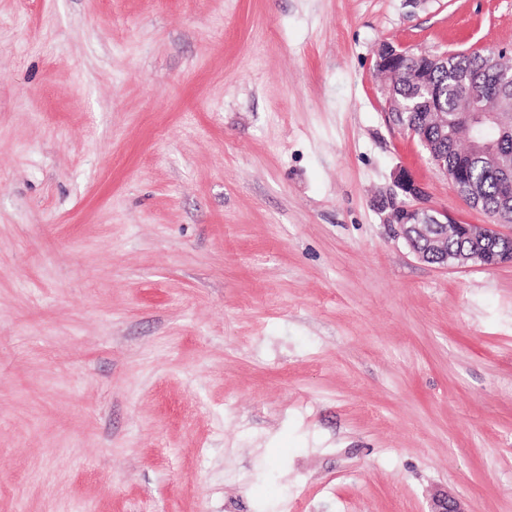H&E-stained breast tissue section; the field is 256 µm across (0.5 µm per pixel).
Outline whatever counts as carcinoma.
Wrapping results in <instances>:
<instances>
[{"mask_svg": "<svg viewBox=\"0 0 512 512\" xmlns=\"http://www.w3.org/2000/svg\"><path fill=\"white\" fill-rule=\"evenodd\" d=\"M389 95L407 111L405 121L418 139L430 143L433 155L453 170L460 163L468 164L471 181L453 185L454 190L491 222L502 214L504 191L499 178L481 156L470 153L465 132L457 125V114L479 105L499 110L501 125L488 127L485 132L493 138L512 134V106L502 105V96L512 101V56L503 55L494 61L480 51L448 55V64L433 65L418 53L411 54L401 70L387 75ZM440 93L442 109L448 112V129L439 131L427 124V89Z\"/></svg>", "mask_w": 512, "mask_h": 512, "instance_id": "cac0c4a2", "label": "carcinoma"}]
</instances>
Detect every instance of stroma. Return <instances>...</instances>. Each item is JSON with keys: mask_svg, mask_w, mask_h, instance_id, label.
<instances>
[{"mask_svg": "<svg viewBox=\"0 0 512 512\" xmlns=\"http://www.w3.org/2000/svg\"><path fill=\"white\" fill-rule=\"evenodd\" d=\"M512 0H0V512H512V262L419 261L382 42Z\"/></svg>", "mask_w": 512, "mask_h": 512, "instance_id": "1", "label": "stroma"}]
</instances>
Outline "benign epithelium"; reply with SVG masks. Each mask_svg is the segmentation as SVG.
<instances>
[{"label":"benign epithelium","mask_w":512,"mask_h":512,"mask_svg":"<svg viewBox=\"0 0 512 512\" xmlns=\"http://www.w3.org/2000/svg\"><path fill=\"white\" fill-rule=\"evenodd\" d=\"M406 58V51L389 42L380 44L376 63L390 70H397ZM473 151L484 155L496 171L503 185L512 184V155L497 141L470 139ZM396 190L390 196L389 205L402 209L406 217L398 223L399 234L412 246V252L421 261L428 262L431 256H440L439 265L461 264L473 260L485 267H493L512 261V233H491L482 224H464L463 231L474 241L491 238L489 245L464 256L448 255V225L453 217L448 211L428 203L425 189L406 170L400 169L394 177ZM430 512H465L461 502L449 496L433 502Z\"/></svg>","instance_id":"benign-epithelium-1"}]
</instances>
